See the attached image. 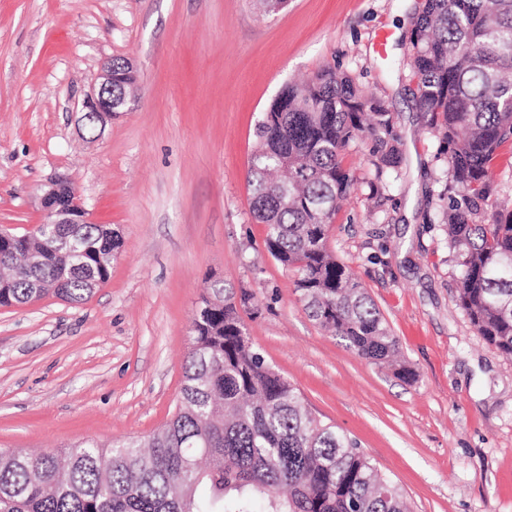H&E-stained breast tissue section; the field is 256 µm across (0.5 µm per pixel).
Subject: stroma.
<instances>
[{
    "label": "stroma",
    "instance_id": "obj_1",
    "mask_svg": "<svg viewBox=\"0 0 512 512\" xmlns=\"http://www.w3.org/2000/svg\"><path fill=\"white\" fill-rule=\"evenodd\" d=\"M411 0H0V228L41 219L66 175L122 246L70 303L0 307V448L147 438L177 410L192 319L213 281L245 293L247 336L308 409L352 438L412 512H512V357L471 327L440 225L439 141L413 98ZM129 61L137 101L100 131L82 101ZM394 114L405 164L359 188L328 245L399 342L413 383L358 357L304 309L265 245L247 184L255 125L283 86L323 67Z\"/></svg>",
    "mask_w": 512,
    "mask_h": 512
}]
</instances>
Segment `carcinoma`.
I'll use <instances>...</instances> for the list:
<instances>
[{
    "label": "carcinoma",
    "mask_w": 512,
    "mask_h": 512,
    "mask_svg": "<svg viewBox=\"0 0 512 512\" xmlns=\"http://www.w3.org/2000/svg\"><path fill=\"white\" fill-rule=\"evenodd\" d=\"M410 66L416 101L441 134L459 192L436 220L459 268L457 301L474 331L512 354V210L489 208L490 169L512 143V0H422ZM112 94L134 70L112 60ZM247 182L271 257L296 276L305 309L359 357L394 360L398 342L366 289L328 248L332 218L356 188L343 165L370 141L377 173L404 164L394 113L328 66L289 85L256 124ZM121 245L105 224H58L0 237V306L53 295L80 302L106 282ZM41 261H29L28 252ZM234 292L211 286L192 324L177 411L146 440L79 442L31 455L0 450V512H410L357 440L315 417L252 347Z\"/></svg>",
    "instance_id": "obj_1"
}]
</instances>
